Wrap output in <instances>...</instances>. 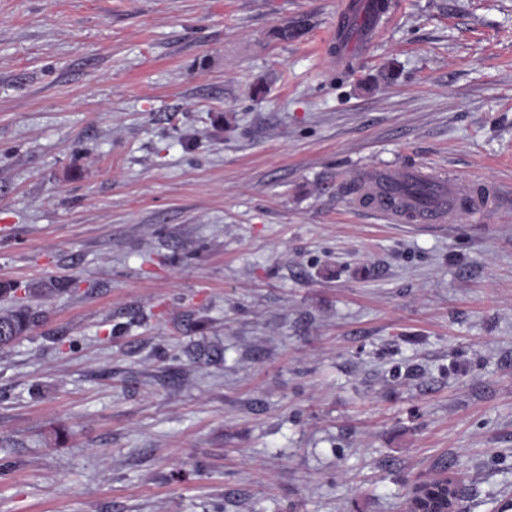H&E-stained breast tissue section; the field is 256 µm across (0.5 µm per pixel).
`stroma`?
Masks as SVG:
<instances>
[{"label": "stroma", "instance_id": "1", "mask_svg": "<svg viewBox=\"0 0 512 512\" xmlns=\"http://www.w3.org/2000/svg\"><path fill=\"white\" fill-rule=\"evenodd\" d=\"M338 2L0 0V512L512 499V0L342 60ZM391 164L501 205L387 223L349 175ZM37 312L29 307L21 306L0 314V327H8L15 336L0 334V349L10 347L20 336H23L38 321ZM455 486L450 476L448 480L422 486L413 493L409 501L411 512H448L451 505L448 494L454 493Z\"/></svg>", "mask_w": 512, "mask_h": 512}]
</instances>
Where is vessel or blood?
<instances>
[{
	"instance_id": "obj_1",
	"label": "vessel or blood",
	"mask_w": 512,
	"mask_h": 512,
	"mask_svg": "<svg viewBox=\"0 0 512 512\" xmlns=\"http://www.w3.org/2000/svg\"><path fill=\"white\" fill-rule=\"evenodd\" d=\"M352 181L368 197V210L392 224H452L493 209L499 196L496 188L426 167L365 169Z\"/></svg>"
}]
</instances>
